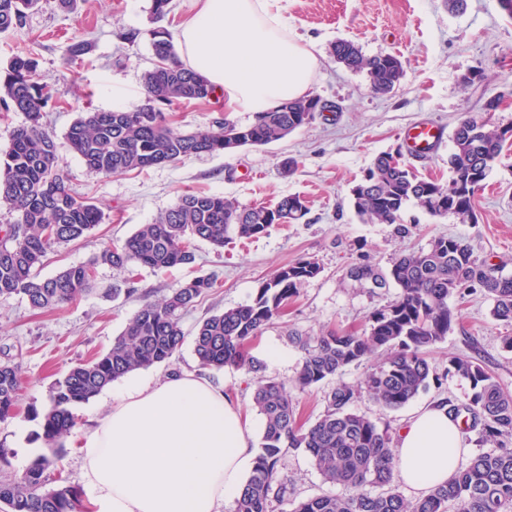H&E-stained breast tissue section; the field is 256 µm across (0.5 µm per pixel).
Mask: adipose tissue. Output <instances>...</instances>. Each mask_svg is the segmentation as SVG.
Returning <instances> with one entry per match:
<instances>
[{
    "label": "adipose tissue",
    "mask_w": 512,
    "mask_h": 512,
    "mask_svg": "<svg viewBox=\"0 0 512 512\" xmlns=\"http://www.w3.org/2000/svg\"><path fill=\"white\" fill-rule=\"evenodd\" d=\"M176 41L183 62L229 104L262 112L306 95L312 53L288 36L272 0H196ZM447 403L421 409L400 433L396 474L421 491L448 480L462 454ZM93 512H222L252 469V424L221 383L184 372L135 378L80 437Z\"/></svg>",
    "instance_id": "1"
}]
</instances>
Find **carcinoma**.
<instances>
[{"label": "carcinoma", "instance_id": "1", "mask_svg": "<svg viewBox=\"0 0 512 512\" xmlns=\"http://www.w3.org/2000/svg\"><path fill=\"white\" fill-rule=\"evenodd\" d=\"M40 2L0 0V33L22 27ZM150 45L154 63L144 73L139 103L112 111L88 107L67 131L74 153L104 177L189 156L267 145L308 125L315 108H327L320 97L307 95L280 103L282 111L271 107L259 112L246 125L220 119L213 128L184 132L172 125L166 107L175 101L207 99L214 88L183 64L165 29L150 31ZM330 54L347 70L366 73L376 95L392 93L404 77L400 57L367 56L348 40L334 42ZM56 97L33 52L10 58L0 75V106L23 113L26 122L0 156V207L15 215L13 222L0 225V296L21 295L35 309L52 310L88 294L98 264L115 269L142 265L157 271L189 265L195 262V239L222 247L233 235L254 238L275 224L299 221L308 212L306 200L298 195L286 196L271 208L241 206L217 194L188 193L121 246L106 247L86 264L41 278L37 269L49 251L81 239L104 221L98 205L72 191L59 162L44 122ZM511 137L512 127L462 119L453 135L454 150L448 157L452 178L446 184L421 180L394 154L382 153L352 188L353 208L364 221L396 224L413 201L432 216L452 214L462 224H473L476 195ZM320 272L318 263L307 258L285 265L259 286L251 303L203 319L194 336L200 364L259 371L246 344L280 316L298 285ZM346 276L361 288L386 286L385 277L369 265H352ZM390 276L398 293L371 314L365 330L292 335L302 351L296 387L306 391L336 380L313 425L304 429L297 423L296 405L283 383L257 381L252 400L264 418L260 451L231 512H270L272 503L288 501L278 464L285 453L298 449L309 455L325 482L350 493L311 497L295 504L292 512H512V448L504 443L512 436V391L480 363L467 357L449 361V371L469 381L472 395L460 407L448 405V414H471L479 442L494 450L476 455L446 483L414 501L406 500L395 486V453L388 431L352 409L359 389L340 380L347 367L380 351L382 358L362 386L386 409L406 405L428 387L434 373L427 354L458 320L448 299L477 285L491 297L494 318L512 324V277L487 271L470 243L452 236L436 237L427 248L398 256ZM215 286L213 277L201 275L161 301L144 302L105 354L75 364L55 382L49 404L34 412L41 416L37 438L44 452L22 476L0 479V512H77L81 493L63 483L58 469L64 441L74 428L72 407L129 373L170 361L184 343L183 314ZM20 396L18 366L0 361V421L15 416ZM367 486L381 492H366Z\"/></svg>", "mask_w": 512, "mask_h": 512}]
</instances>
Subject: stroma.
Wrapping results in <instances>:
<instances>
[{
    "label": "stroma",
    "mask_w": 512,
    "mask_h": 512,
    "mask_svg": "<svg viewBox=\"0 0 512 512\" xmlns=\"http://www.w3.org/2000/svg\"><path fill=\"white\" fill-rule=\"evenodd\" d=\"M151 0H78L76 11H59L53 0L29 13L24 27L0 33V68L20 49L33 50L46 81L59 92V102L48 112L60 161L72 188L101 204L107 218L83 240L55 247L40 268L41 277L88 262L104 247L122 245L140 225L149 224L185 193L206 192L231 198L243 206L275 205L296 194L309 208L300 221L273 226L255 239H234L218 249L194 240L192 265L162 272L144 266L117 270L101 264L88 295L50 312L30 308L19 295L0 297V360L18 364L23 390L17 417L0 422V448L8 449L5 474L20 477L43 442L31 408H43L53 384L76 363L107 351L144 301H158L186 281L212 274L216 288L183 315L187 339L167 363L150 367L163 377L183 370L216 377L225 395L242 413L256 417L252 392L258 377L283 382L298 404L302 424L310 425L325 406L332 382L302 391L295 379L302 353L291 333L316 336L329 329L362 330L371 312L392 301L394 284L362 289L347 279L354 264L372 266L388 274L400 254L427 247L438 236H459L472 245L475 256L503 276H512V139L494 164L476 198L477 221L463 224L455 216L434 217L408 205L401 224L362 222L351 202L350 190L384 152L402 149V136L411 125L431 120L453 133L461 119L487 115L486 105L497 100L490 114L502 127H512V15L499 0H466L451 10L445 0H277L288 19V34L316 59L310 94L333 104L308 125L287 138L247 148L231 155H201L109 178L86 168L72 152L65 134L86 105L108 111L138 102L142 76L151 65L149 32L161 27L176 32L191 14L193 0H173L165 17L154 19ZM137 33L136 42L124 35ZM348 39L365 55L400 56L405 76L389 96L371 93L366 74L353 73L330 54L332 43ZM90 42L81 62L66 67L62 59L75 42ZM173 125L184 131L205 129L216 118L239 124L254 115L230 107L225 100L177 101L168 107ZM293 158L292 176L281 174V164ZM303 258L321 267L304 281L287 309L248 346L262 369L253 374L231 367L215 372L200 367L191 341L199 322L211 314L250 303L259 284L287 264ZM133 280V296L113 297V289ZM458 320L444 341L429 355L436 373L428 388L404 407L382 408L368 394L354 403L356 412L398 437L415 410L440 400L458 405L468 400L470 384L448 370L454 356L476 359L500 384L512 390V353L501 339L512 336V326L490 314L491 300L479 287L462 289L451 297ZM277 350L278 358L267 355ZM112 404L108 391L77 404L76 425L61 462L68 484L85 490L78 440L91 421ZM278 476L288 484V496L300 501L344 489L324 481L303 451H288L278 465Z\"/></svg>",
    "instance_id": "35a3bbf8"
}]
</instances>
